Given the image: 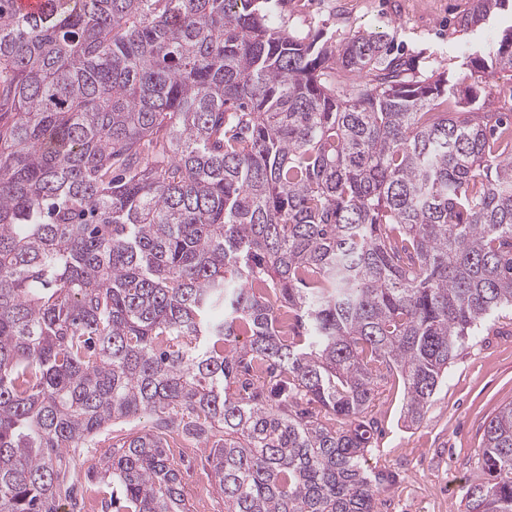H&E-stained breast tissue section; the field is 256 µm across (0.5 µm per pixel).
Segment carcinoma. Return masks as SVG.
<instances>
[{
  "label": "carcinoma",
  "instance_id": "1",
  "mask_svg": "<svg viewBox=\"0 0 512 512\" xmlns=\"http://www.w3.org/2000/svg\"><path fill=\"white\" fill-rule=\"evenodd\" d=\"M466 66L260 0H0V512H75L85 466L125 512H190L179 438L224 512H377L379 385L421 423L512 309V28ZM478 471L464 512H512V403Z\"/></svg>",
  "mask_w": 512,
  "mask_h": 512
}]
</instances>
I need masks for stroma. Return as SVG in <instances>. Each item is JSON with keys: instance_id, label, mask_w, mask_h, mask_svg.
<instances>
[{"instance_id": "35a3bbf8", "label": "stroma", "mask_w": 512, "mask_h": 512, "mask_svg": "<svg viewBox=\"0 0 512 512\" xmlns=\"http://www.w3.org/2000/svg\"><path fill=\"white\" fill-rule=\"evenodd\" d=\"M469 0H288L281 21L289 29L338 42L358 31L386 34L419 72L444 70L450 81L464 78L466 56L487 54L512 13L499 12L473 30L457 32ZM512 402V312L483 328L449 368L424 420L405 428L403 387L382 382L372 409L378 430L364 466L389 481L377 512H461L465 481L476 469L485 423ZM208 448L196 445L174 456L180 464L191 512H224L206 462Z\"/></svg>"}]
</instances>
